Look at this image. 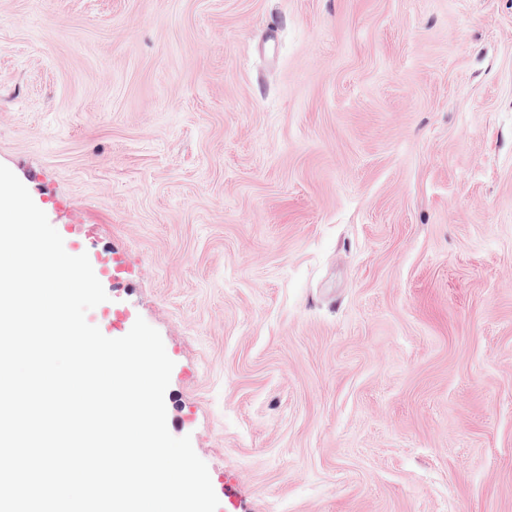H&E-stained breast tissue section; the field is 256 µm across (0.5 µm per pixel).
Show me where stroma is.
Listing matches in <instances>:
<instances>
[{
	"instance_id": "35a3bbf8",
	"label": "stroma",
	"mask_w": 512,
	"mask_h": 512,
	"mask_svg": "<svg viewBox=\"0 0 512 512\" xmlns=\"http://www.w3.org/2000/svg\"><path fill=\"white\" fill-rule=\"evenodd\" d=\"M0 164L218 512H512V0H0Z\"/></svg>"
}]
</instances>
